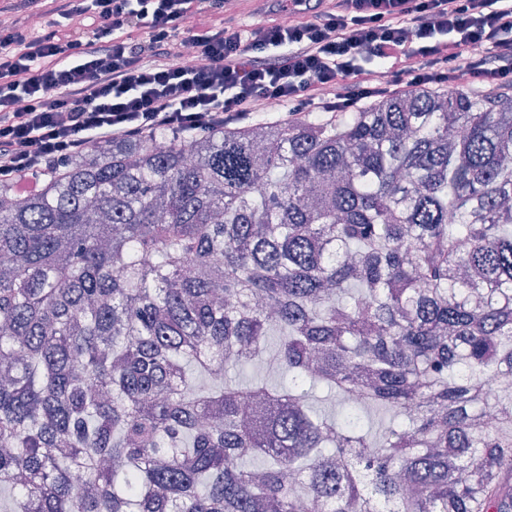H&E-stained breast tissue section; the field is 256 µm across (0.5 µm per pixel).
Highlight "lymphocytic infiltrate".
<instances>
[{
	"label": "lymphocytic infiltrate",
	"instance_id": "lymphocytic-infiltrate-1",
	"mask_svg": "<svg viewBox=\"0 0 512 512\" xmlns=\"http://www.w3.org/2000/svg\"><path fill=\"white\" fill-rule=\"evenodd\" d=\"M0 0V183L89 146L217 129L270 104L337 118L416 89L512 90V0ZM46 18L33 33L27 17ZM194 61L176 63L184 46ZM265 3V0H234L230 13L243 25L255 28L266 19L262 13Z\"/></svg>",
	"mask_w": 512,
	"mask_h": 512
}]
</instances>
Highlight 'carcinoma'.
<instances>
[{
    "mask_svg": "<svg viewBox=\"0 0 512 512\" xmlns=\"http://www.w3.org/2000/svg\"><path fill=\"white\" fill-rule=\"evenodd\" d=\"M39 182L0 206L4 512H512V391L482 397L512 93L133 136ZM257 360L280 381L228 376Z\"/></svg>",
    "mask_w": 512,
    "mask_h": 512,
    "instance_id": "carcinoma-1",
    "label": "carcinoma"
}]
</instances>
